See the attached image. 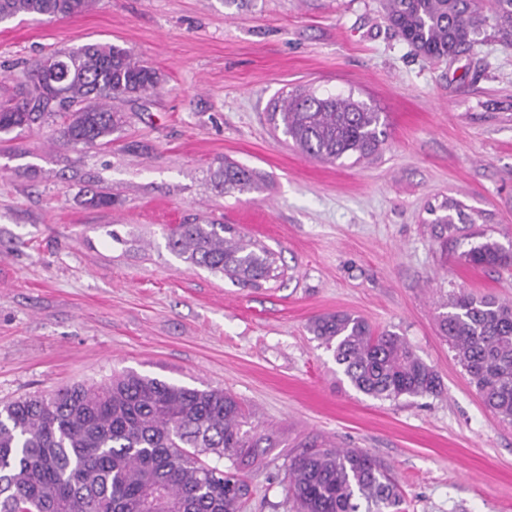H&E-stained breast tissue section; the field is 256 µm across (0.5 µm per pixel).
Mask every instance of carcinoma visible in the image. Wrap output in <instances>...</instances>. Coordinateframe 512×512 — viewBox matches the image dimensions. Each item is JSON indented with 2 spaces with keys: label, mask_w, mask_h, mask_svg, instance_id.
Masks as SVG:
<instances>
[{
  "label": "carcinoma",
  "mask_w": 512,
  "mask_h": 512,
  "mask_svg": "<svg viewBox=\"0 0 512 512\" xmlns=\"http://www.w3.org/2000/svg\"><path fill=\"white\" fill-rule=\"evenodd\" d=\"M93 0H0V22L51 21L86 11ZM395 34L443 58L464 50L486 23L478 0H387ZM492 19L512 31V0H492ZM160 75L115 44H84L30 62L15 98L0 103V135L55 125L73 149L109 142L123 124L112 100L154 90ZM274 129L303 154L330 162L364 158L384 142L381 113L352 97L287 94L271 112ZM214 189L243 193L256 173L224 162ZM434 223L452 233L474 220L448 201ZM167 247L191 266L243 287L273 278V253L229 224H177ZM480 269L512 265V244L487 239L458 254ZM439 328L485 407L512 423V305L461 289ZM310 331L333 350L358 392L380 401L443 393L437 372L400 334L374 331L348 313L315 318ZM242 403L222 387L199 389L126 370L98 385H72L0 407V512H238L248 487L234 467L258 447ZM229 464H223V461ZM295 512H401L387 470L362 448H310L288 459Z\"/></svg>",
  "instance_id": "carcinoma-1"
}]
</instances>
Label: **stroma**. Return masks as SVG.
I'll return each instance as SVG.
<instances>
[{
  "mask_svg": "<svg viewBox=\"0 0 512 512\" xmlns=\"http://www.w3.org/2000/svg\"><path fill=\"white\" fill-rule=\"evenodd\" d=\"M128 48L162 76L114 100L110 144L80 151L50 126L0 136V404L134 370L221 387L269 445L237 461L240 512H291L285 464L308 448L368 450L406 512H512V424L482 405L437 320L464 288L512 302V267L458 261L459 241L512 243V34L486 22L458 55H418L383 0H95L81 15L0 23V98L29 61L88 43ZM353 96L383 112L378 153L310 158L275 131L289 91ZM230 161L256 189L214 190ZM112 195L93 208L84 193ZM453 198L486 221L436 237ZM214 219L270 249L278 278L242 288L166 246ZM345 311L404 336L442 396L357 392L308 330Z\"/></svg>",
  "mask_w": 512,
  "mask_h": 512,
  "instance_id": "1",
  "label": "stroma"
}]
</instances>
